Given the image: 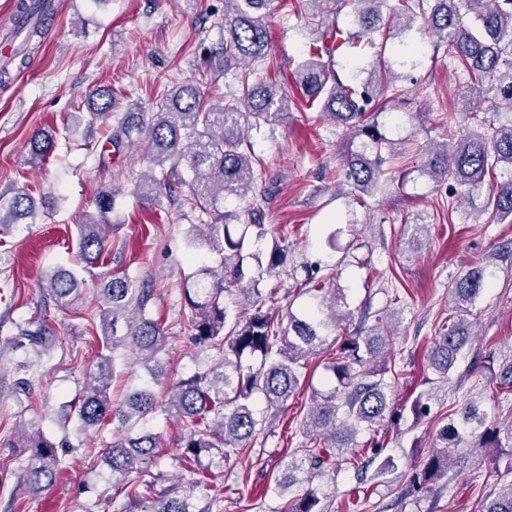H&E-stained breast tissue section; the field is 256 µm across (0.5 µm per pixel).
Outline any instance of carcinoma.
<instances>
[{
    "mask_svg": "<svg viewBox=\"0 0 512 512\" xmlns=\"http://www.w3.org/2000/svg\"><path fill=\"white\" fill-rule=\"evenodd\" d=\"M340 0H293L300 18L322 16L316 23L309 56L293 73L294 83L308 107L318 106V119L342 129L346 139L341 152L338 176L351 192L369 197L387 183L382 156L390 145L379 129V103L391 97L401 101L403 90L396 86L400 75L385 57L391 35L403 37L415 29L433 37L434 50H443L448 63L467 78L463 111L474 105L489 104L493 119H482L480 130L461 139L454 147L444 144L425 151L422 172L437 186L445 188L453 200L470 198L482 179L500 171L502 181L489 190L479 213L485 223H512V119L504 124L500 116L512 115V0H396L383 13L388 0H353L352 29L338 24ZM272 0H224V43L205 62L206 71L227 74L232 69L262 63L268 55L267 17ZM52 10L50 0H20L14 35H24L23 49L44 34L43 19ZM382 36L380 50L370 63L368 77L343 80L335 69V53L344 45L360 53L374 46L375 35ZM254 71L237 75L238 94L217 104L211 103L193 84L173 88L156 105L149 121L142 112H126L112 127L109 144L119 154L130 144L135 129L145 133L151 162L160 174L145 176L136 186L143 201H156L162 193L180 192L181 207L206 216L193 225L194 240L220 256L219 268L200 267L183 284L184 329L201 346L220 347V363L180 380L168 392L163 411L182 422L179 439L185 470L196 475L187 484L172 483L160 489L156 481L140 482L141 489L127 498L123 512H198L194 490L205 486L212 467L251 453L250 442L264 419L257 417L256 400L266 408L280 410L306 382L308 359L321 348H335V358L325 369L331 374L332 389L315 390L302 420L308 442L295 448L286 472L275 480L274 491L282 493L298 482L329 475L327 466L338 457L359 456L354 448L357 434L397 424L403 412L389 408L386 374L392 371L385 352L393 332L384 330L383 318L366 331L339 335L336 329L351 317L344 309V296L327 287L337 277L331 272L321 278L310 276L315 284L316 305L284 316L264 309L259 285L263 273L286 274L285 239H273L267 259L251 250L249 241L268 234L261 223L262 209L252 207L251 221L239 223L237 213L224 210V202L241 199L258 179L247 129L259 131L288 114L291 98L280 86L251 80ZM91 115L111 118L116 92L98 89L93 94ZM55 150L50 132L35 135L30 142L27 163L46 164ZM186 165L192 173L185 179L180 170ZM116 191H101L94 199L95 212L86 213L76 225V256L86 266L95 265L108 246L103 223L115 205ZM38 209L26 189L14 191L9 199L0 197V231L11 230L26 218H36ZM84 280L65 269H57L41 279L56 304L69 308L80 296ZM486 267L476 266L458 277L448 288L457 309V320L442 325L431 350L430 365L441 382H450L458 355L469 341L471 306L486 288ZM237 291L248 306L249 315L231 316L226 296ZM99 351L84 374L77 401L68 405L80 427L100 425L113 415L129 425L128 434L102 451L100 462L119 488L134 475L143 476L158 456L162 436L145 429L147 418L157 408L151 386L136 389L124 407L112 406L110 380L114 353L129 344L151 380H159V356L167 336L161 323L146 316L145 294L134 288L125 276L112 275L100 288ZM137 307L138 318L127 322L126 332L118 334L119 317ZM50 335L43 325L17 327V339L34 346L46 345ZM431 397L418 396L410 404L414 422L430 414ZM485 424L484 415L474 404H467L461 422H452L440 434L441 446L425 457H416L401 472L406 492H429L448 481L451 471H463L476 448H506L502 478L506 483L485 498L478 512H512V419L476 433ZM470 429L473 441L459 447L460 431ZM29 452L25 482L33 492L50 489L64 465L63 443L46 437L40 429L23 431L12 443ZM328 495L312 487L298 494L286 512H328L323 500Z\"/></svg>",
    "mask_w": 512,
    "mask_h": 512,
    "instance_id": "carcinoma-1",
    "label": "carcinoma"
}]
</instances>
